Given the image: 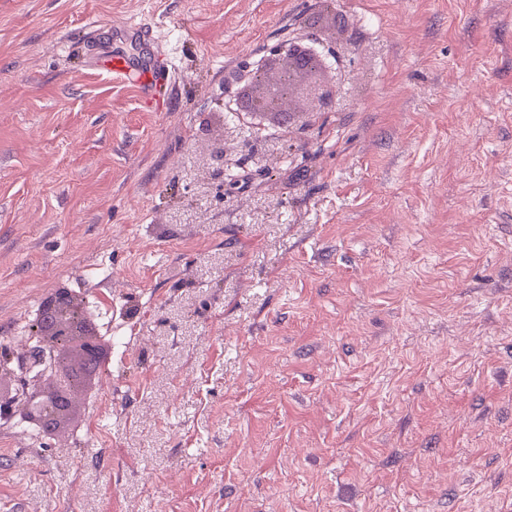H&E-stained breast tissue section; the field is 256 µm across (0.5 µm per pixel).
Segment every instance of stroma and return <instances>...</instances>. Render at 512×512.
Segmentation results:
<instances>
[{"label":"stroma","instance_id":"stroma-1","mask_svg":"<svg viewBox=\"0 0 512 512\" xmlns=\"http://www.w3.org/2000/svg\"><path fill=\"white\" fill-rule=\"evenodd\" d=\"M144 21L163 112L89 53ZM295 40L335 105L230 114ZM61 288L109 362L0 512H512V9L0 0L6 388Z\"/></svg>","mask_w":512,"mask_h":512}]
</instances>
